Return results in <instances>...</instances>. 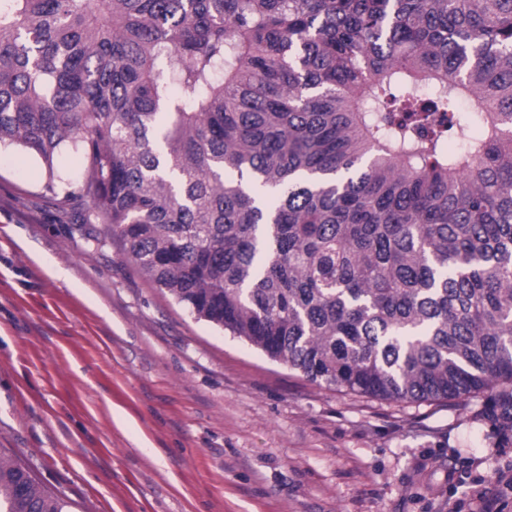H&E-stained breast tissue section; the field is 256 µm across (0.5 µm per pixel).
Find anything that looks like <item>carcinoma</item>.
Instances as JSON below:
<instances>
[{
    "label": "carcinoma",
    "instance_id": "1",
    "mask_svg": "<svg viewBox=\"0 0 512 512\" xmlns=\"http://www.w3.org/2000/svg\"><path fill=\"white\" fill-rule=\"evenodd\" d=\"M13 146L197 319L512 437V0H0ZM67 507L0 455V512ZM84 169L83 160L72 150H62L55 160V174L63 178L80 177Z\"/></svg>",
    "mask_w": 512,
    "mask_h": 512
}]
</instances>
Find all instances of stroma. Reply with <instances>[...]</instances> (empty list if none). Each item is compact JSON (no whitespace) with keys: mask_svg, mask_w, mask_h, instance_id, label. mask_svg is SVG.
I'll return each instance as SVG.
<instances>
[{"mask_svg":"<svg viewBox=\"0 0 512 512\" xmlns=\"http://www.w3.org/2000/svg\"><path fill=\"white\" fill-rule=\"evenodd\" d=\"M0 152V451L70 512H474L512 443L465 402L309 382L72 230Z\"/></svg>","mask_w":512,"mask_h":512,"instance_id":"obj_1","label":"stroma"}]
</instances>
